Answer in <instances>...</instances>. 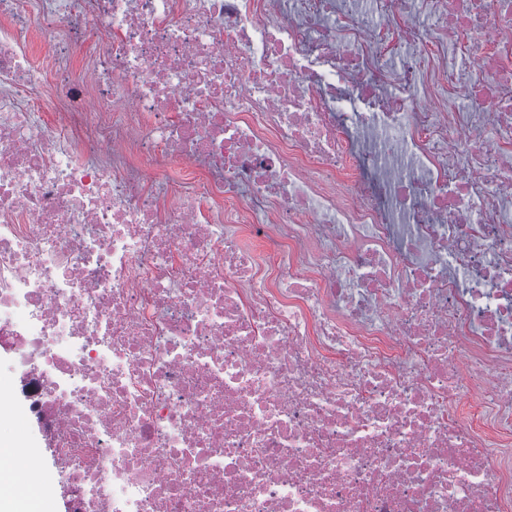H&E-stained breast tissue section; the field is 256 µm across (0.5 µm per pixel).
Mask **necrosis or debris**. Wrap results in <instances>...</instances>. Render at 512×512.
Masks as SVG:
<instances>
[{"instance_id": "4bbe7bcc", "label": "necrosis or debris", "mask_w": 512, "mask_h": 512, "mask_svg": "<svg viewBox=\"0 0 512 512\" xmlns=\"http://www.w3.org/2000/svg\"><path fill=\"white\" fill-rule=\"evenodd\" d=\"M2 354L69 512H512V0H0Z\"/></svg>"}]
</instances>
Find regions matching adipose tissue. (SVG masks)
Wrapping results in <instances>:
<instances>
[{"label": "adipose tissue", "mask_w": 512, "mask_h": 512, "mask_svg": "<svg viewBox=\"0 0 512 512\" xmlns=\"http://www.w3.org/2000/svg\"><path fill=\"white\" fill-rule=\"evenodd\" d=\"M36 459L34 449L0 440V512H54L34 480Z\"/></svg>", "instance_id": "adipose-tissue-1"}]
</instances>
